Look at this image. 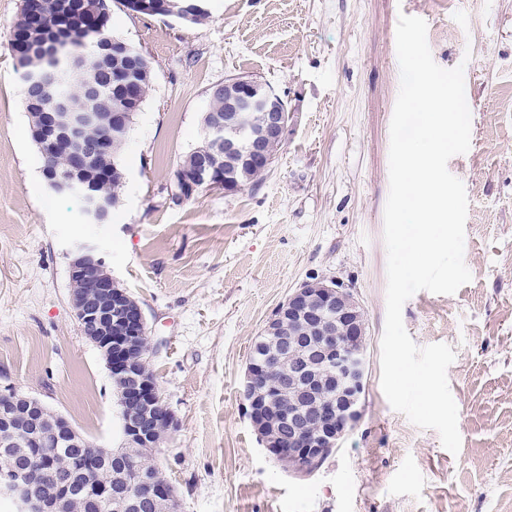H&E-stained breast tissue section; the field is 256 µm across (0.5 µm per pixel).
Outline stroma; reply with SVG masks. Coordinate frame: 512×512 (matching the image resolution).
<instances>
[{
	"label": "stroma",
	"mask_w": 512,
	"mask_h": 512,
	"mask_svg": "<svg viewBox=\"0 0 512 512\" xmlns=\"http://www.w3.org/2000/svg\"><path fill=\"white\" fill-rule=\"evenodd\" d=\"M112 36L154 66L120 157L106 224L46 185L10 50L22 0H0V391L35 396L95 444H123L118 396L70 303L73 247L98 243L141 306L151 368L177 420L157 461L179 512H512V0H207L199 25L107 0ZM422 18L437 65L465 67L469 150L449 171L466 189L455 294H414L418 346L456 354L448 380L461 448L393 410L381 389L384 209L400 86V15ZM267 83L290 113L259 183L177 204L175 172L200 142L209 91ZM353 290L368 320L362 417L312 473L285 469L240 394L253 342L310 276Z\"/></svg>",
	"instance_id": "obj_1"
}]
</instances>
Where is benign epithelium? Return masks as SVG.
I'll list each match as a JSON object with an SVG mask.
<instances>
[{
    "label": "benign epithelium",
    "mask_w": 512,
    "mask_h": 512,
    "mask_svg": "<svg viewBox=\"0 0 512 512\" xmlns=\"http://www.w3.org/2000/svg\"><path fill=\"white\" fill-rule=\"evenodd\" d=\"M124 7L136 14L163 15L189 19L205 11V0H124ZM68 25L57 18L44 24V39L57 43L65 39ZM112 83L123 96L112 113V130L101 137L97 150L107 151L112 136L123 133L133 121L137 108L138 74L132 70L119 72ZM224 88V112L203 127L205 139L224 151L238 156L243 166L268 169L274 162L272 144L282 140L289 114L283 99L267 84L252 78H230ZM98 122L97 113L74 112L66 96L57 98L43 113L42 123L32 130L47 161L61 151L87 165L92 159L85 145V134ZM48 188L63 193L80 188L88 201V220L101 224L107 219L112 203L97 197L91 185H77L72 175L50 166L44 167ZM222 188L232 194L242 188L218 168L198 161L180 168L175 177L172 200L180 204L202 188ZM71 301L83 335L93 343L106 360L114 383L133 381L119 390L124 447L141 448L156 454L162 438L177 427V420L164 403L155 380L148 374L150 346L141 306L112 278L100 250L92 244H80L71 253L69 262ZM296 321L314 323L318 335L288 355V371L262 393L263 405L276 414L278 424L288 427V447L278 439L262 438L267 448L277 449V458L288 469L307 473L317 468L339 447L341 439L360 418L361 395L368 373L366 348L367 324L362 305L352 291L335 279L313 277L294 288L279 305L266 324L257 342L274 336L285 324ZM266 370V361L254 360L247 365L242 394L247 413L255 414L258 385ZM157 404L160 424L154 432H145L136 425L135 408L143 401ZM34 408L43 402L16 390L0 392V421L11 418L18 402ZM115 451L96 448L69 479L58 481L48 469L41 454L33 455L27 464V479L9 475L0 477V497L11 498L19 512H56V503L35 493L37 485L51 482L65 494L79 484V496L100 512H110L117 505L121 512H131L143 496H166L171 512H178L179 502L173 487L160 483L149 470L138 468L127 481L124 491L112 493V486L91 476L101 461L112 460Z\"/></svg>",
    "instance_id": "1"
}]
</instances>
